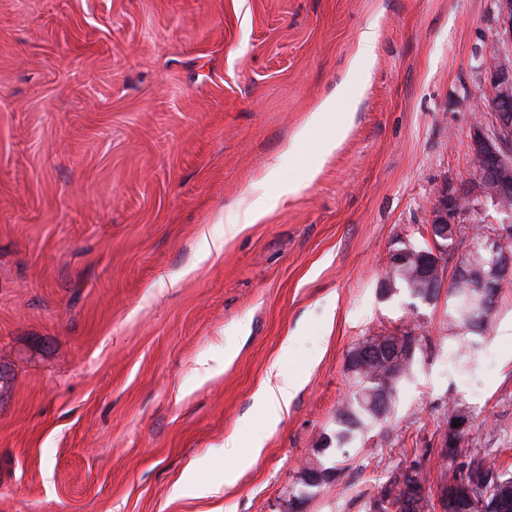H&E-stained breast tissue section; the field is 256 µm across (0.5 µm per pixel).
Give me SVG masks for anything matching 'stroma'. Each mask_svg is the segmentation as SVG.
Here are the masks:
<instances>
[{
    "mask_svg": "<svg viewBox=\"0 0 512 512\" xmlns=\"http://www.w3.org/2000/svg\"><path fill=\"white\" fill-rule=\"evenodd\" d=\"M498 31L497 0H0V512H368L399 468L460 471L437 454L454 407L461 448L512 473V287L479 337L449 334L447 293L380 288L475 171ZM354 63L371 78L308 178L315 142L284 152ZM384 333L415 336L412 365L337 444L347 357ZM276 362L304 383L272 426ZM191 478L216 493L176 495ZM454 421H457L456 427L452 426ZM471 426V418L465 411L462 409H452L448 417V440L444 448L448 447V443L451 445H457L459 439L465 435Z\"/></svg>",
    "mask_w": 512,
    "mask_h": 512,
    "instance_id": "obj_1",
    "label": "stroma"
}]
</instances>
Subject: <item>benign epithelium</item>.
<instances>
[{
  "instance_id": "1",
  "label": "benign epithelium",
  "mask_w": 512,
  "mask_h": 512,
  "mask_svg": "<svg viewBox=\"0 0 512 512\" xmlns=\"http://www.w3.org/2000/svg\"><path fill=\"white\" fill-rule=\"evenodd\" d=\"M501 16L499 36L495 39V52L490 54L489 80L493 90L491 109L494 121L491 127L477 125L474 131L476 171L466 190L459 193L443 192L432 211L430 234L432 246L427 250H392L388 253V276L382 282V291L392 287L393 274L402 265L414 263V276L428 280L440 276L442 284L448 283V268L461 271L467 265V252L448 249V238L459 241L467 220L461 205L466 199L492 203L503 215L502 225L490 236L484 248L492 253L491 275L486 277L487 288L494 291L497 281L512 276V210L501 202L512 195V56L505 57L501 46L512 45V0H498ZM498 180L497 189L489 193L486 183ZM408 346L400 336H374L356 349V358H387L393 363L406 355ZM457 426H452V423ZM447 443L455 445L472 426L470 416L461 409H453L448 417ZM466 497L453 504L456 512H492L501 508L500 497L489 498L485 487L463 483Z\"/></svg>"
}]
</instances>
